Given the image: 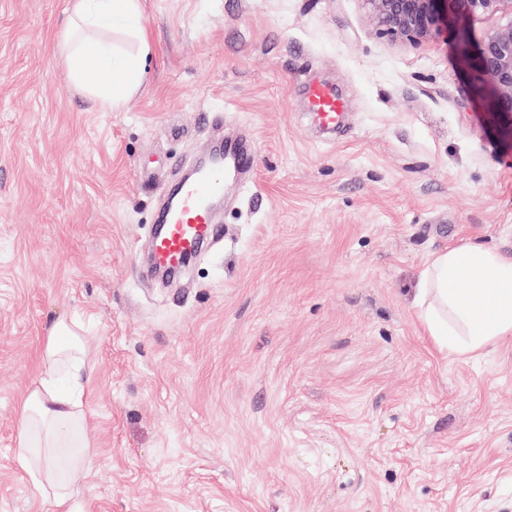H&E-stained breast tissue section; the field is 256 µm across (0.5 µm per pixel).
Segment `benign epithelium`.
I'll list each match as a JSON object with an SVG mask.
<instances>
[{
  "mask_svg": "<svg viewBox=\"0 0 512 512\" xmlns=\"http://www.w3.org/2000/svg\"><path fill=\"white\" fill-rule=\"evenodd\" d=\"M376 34L393 43L419 45L450 29L462 33L459 55L469 67L472 90L487 112L502 118L512 132V0H362ZM502 22L471 46L465 28L476 19Z\"/></svg>",
  "mask_w": 512,
  "mask_h": 512,
  "instance_id": "7a95c632",
  "label": "benign epithelium"
}]
</instances>
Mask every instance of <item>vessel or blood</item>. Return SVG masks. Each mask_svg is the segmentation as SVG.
Returning a JSON list of instances; mask_svg holds the SVG:
<instances>
[{"instance_id":"1","label":"vessel or blood","mask_w":512,"mask_h":512,"mask_svg":"<svg viewBox=\"0 0 512 512\" xmlns=\"http://www.w3.org/2000/svg\"><path fill=\"white\" fill-rule=\"evenodd\" d=\"M304 106L319 126L329 130L341 124L346 109L335 88L316 79L305 85ZM253 164L251 145L212 140L191 175L170 190L157 214L150 241L154 269L181 271L187 257L206 243L222 239L224 231L215 220L213 204L224 195L227 175L250 173Z\"/></svg>"}]
</instances>
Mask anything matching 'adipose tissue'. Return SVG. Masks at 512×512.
Segmentation results:
<instances>
[{
    "instance_id": "adipose-tissue-1",
    "label": "adipose tissue",
    "mask_w": 512,
    "mask_h": 512,
    "mask_svg": "<svg viewBox=\"0 0 512 512\" xmlns=\"http://www.w3.org/2000/svg\"><path fill=\"white\" fill-rule=\"evenodd\" d=\"M69 29L112 28L133 36L137 53L112 45L82 42L68 48L76 85L101 110H119L147 79L152 51L140 0H70ZM415 303L436 344L468 355L512 335V256L479 245L436 253L422 277ZM86 340L77 324L57 322L44 345L41 368L19 417L17 457L42 493L48 512H77L78 500L59 479L60 449L89 447L81 433L83 396L92 369Z\"/></svg>"
}]
</instances>
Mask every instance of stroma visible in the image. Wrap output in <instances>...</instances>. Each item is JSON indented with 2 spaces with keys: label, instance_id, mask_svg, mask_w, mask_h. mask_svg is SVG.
Instances as JSON below:
<instances>
[{
  "label": "stroma",
  "instance_id": "stroma-1",
  "mask_svg": "<svg viewBox=\"0 0 512 512\" xmlns=\"http://www.w3.org/2000/svg\"><path fill=\"white\" fill-rule=\"evenodd\" d=\"M141 4L148 79L103 112L57 45L68 0H0V512H46L15 447L58 320L93 367L83 512H512V336L451 355L413 305L436 252L512 254V137L458 31L394 44L362 0ZM218 127L253 174L163 286L157 200ZM304 90V106L316 123L325 129L335 130L341 124L346 109L336 89L328 83L310 79Z\"/></svg>",
  "mask_w": 512,
  "mask_h": 512
}]
</instances>
